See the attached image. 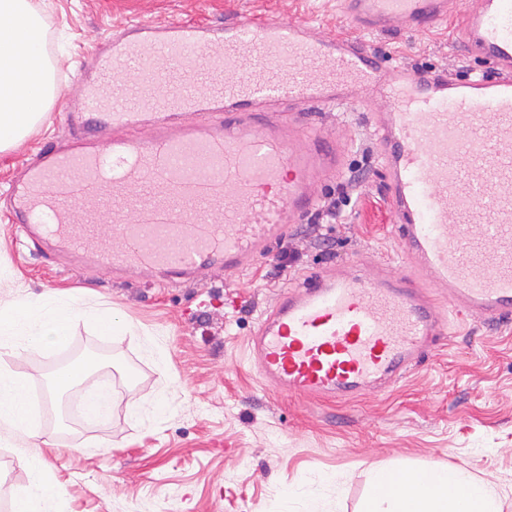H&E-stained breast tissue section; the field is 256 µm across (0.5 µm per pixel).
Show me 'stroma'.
I'll return each mask as SVG.
<instances>
[{"label":"stroma","mask_w":512,"mask_h":512,"mask_svg":"<svg viewBox=\"0 0 512 512\" xmlns=\"http://www.w3.org/2000/svg\"><path fill=\"white\" fill-rule=\"evenodd\" d=\"M48 59L61 96L45 120L0 152V194L24 162L58 131L80 94L87 56L125 22L243 16L315 24L320 34L347 32L336 0H41ZM367 48L394 66L465 78L489 75L447 29L395 27L364 35ZM387 101L361 95L355 107L313 110L317 125L347 144L345 169L365 178L349 206L324 226L331 249L319 248L308 224L294 225L269 257L236 275L217 274L190 287L162 286L155 274L104 276L91 258L56 252L44 258L0 215V299L69 296L86 309L66 340L33 354H0V364L35 383L37 416L51 445L0 428V512L27 481L23 460L41 456L57 480L66 512H360L369 472L381 464L470 472L495 486L512 512V321H483L449 311L442 345L394 388L339 404L264 386L248 339L261 315L309 270L353 266L362 256L405 270L403 247L387 202L371 116ZM300 255L280 269L283 251ZM87 350L99 369L82 382L112 383L110 419L72 422L67 394L55 393L60 365Z\"/></svg>","instance_id":"stroma-1"}]
</instances>
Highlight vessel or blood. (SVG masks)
I'll use <instances>...</instances> for the list:
<instances>
[{"label": "vessel or blood", "instance_id": "1", "mask_svg": "<svg viewBox=\"0 0 512 512\" xmlns=\"http://www.w3.org/2000/svg\"><path fill=\"white\" fill-rule=\"evenodd\" d=\"M352 28H434L456 18L465 49L494 77L458 80L399 68L351 35L246 17L223 25L134 23L87 63L65 139L40 149L0 212L35 243L90 255L105 275L151 270L190 281L267 256L317 209L314 183L340 175L334 135L313 108L359 92L388 100L374 116L387 199L411 271L373 280L321 267L260 318L249 347L280 392L350 399L400 381L447 335L445 309L418 273L448 289L447 309L512 318V0H340ZM141 70L140 79L124 78ZM106 139L107 150L94 141ZM147 188L134 197L130 188ZM97 200L85 210L87 200ZM52 211L50 224L36 214ZM86 227L76 231L75 212ZM481 223L478 240L449 227ZM114 224L111 240L98 233Z\"/></svg>", "mask_w": 512, "mask_h": 512}]
</instances>
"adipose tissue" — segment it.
<instances>
[{"label":"adipose tissue","mask_w":512,"mask_h":512,"mask_svg":"<svg viewBox=\"0 0 512 512\" xmlns=\"http://www.w3.org/2000/svg\"><path fill=\"white\" fill-rule=\"evenodd\" d=\"M0 151L42 121L57 97L53 70L43 52L41 14L32 0H0ZM72 300L46 295L37 302L0 301V350L29 353L63 341L77 316ZM25 379L0 367V426L23 435L34 418L22 398ZM28 479L11 512H62L53 474L44 459H25ZM362 512H500L490 485L468 472L434 466L425 471L375 467Z\"/></svg>","instance_id":"obj_1"}]
</instances>
